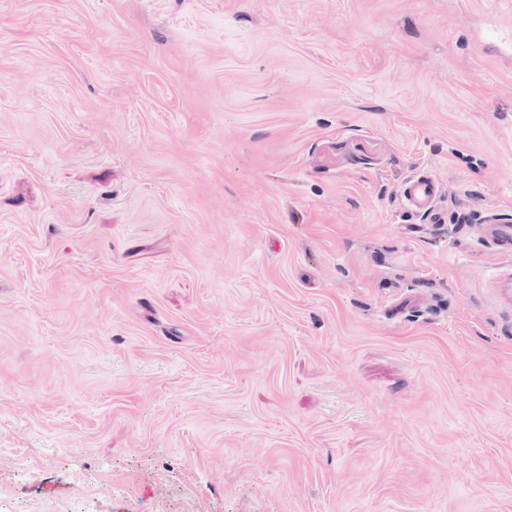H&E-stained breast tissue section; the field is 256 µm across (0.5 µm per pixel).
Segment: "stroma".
<instances>
[{"mask_svg": "<svg viewBox=\"0 0 512 512\" xmlns=\"http://www.w3.org/2000/svg\"><path fill=\"white\" fill-rule=\"evenodd\" d=\"M506 14L0 0V512H512ZM403 206L410 213H422L443 220L439 201L443 195L442 185L429 171L422 170L406 180L400 188ZM478 234L487 240L502 260L496 275L490 281L497 300L507 309L512 304V218L495 216L477 228Z\"/></svg>", "mask_w": 512, "mask_h": 512, "instance_id": "obj_1", "label": "stroma"}]
</instances>
